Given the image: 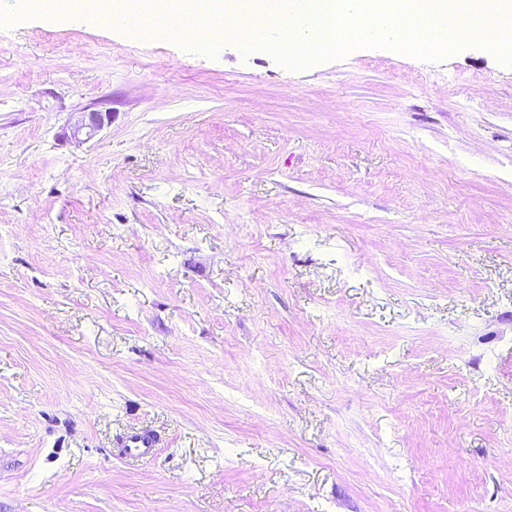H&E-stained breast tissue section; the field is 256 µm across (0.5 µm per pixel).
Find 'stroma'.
Here are the masks:
<instances>
[{
	"label": "stroma",
	"mask_w": 512,
	"mask_h": 512,
	"mask_svg": "<svg viewBox=\"0 0 512 512\" xmlns=\"http://www.w3.org/2000/svg\"><path fill=\"white\" fill-rule=\"evenodd\" d=\"M0 11V512H512V66ZM74 124L73 136L80 139V136L84 137V140L91 139L103 126L106 116L101 112H83ZM158 437L149 429H135L118 441V455L132 461H147L157 452Z\"/></svg>",
	"instance_id": "obj_1"
}]
</instances>
